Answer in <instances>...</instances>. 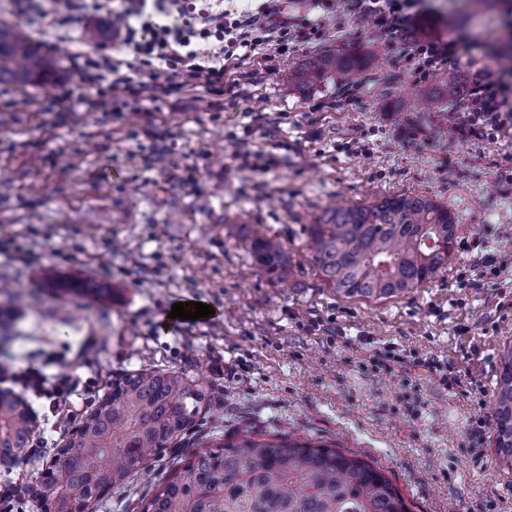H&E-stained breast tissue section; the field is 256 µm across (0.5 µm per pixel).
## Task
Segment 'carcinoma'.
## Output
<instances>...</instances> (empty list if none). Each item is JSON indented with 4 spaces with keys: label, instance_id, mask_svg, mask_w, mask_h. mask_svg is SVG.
I'll use <instances>...</instances> for the list:
<instances>
[{
    "label": "carcinoma",
    "instance_id": "cac0c4a2",
    "mask_svg": "<svg viewBox=\"0 0 512 512\" xmlns=\"http://www.w3.org/2000/svg\"><path fill=\"white\" fill-rule=\"evenodd\" d=\"M364 67L356 52L311 56L288 76L306 91L334 79L349 82ZM51 69L22 35L0 21V83H38ZM259 271L280 283L291 276L288 254L274 236L248 228ZM448 208L421 195L395 194L372 205H337L310 225L313 266L345 297L387 299L435 279L455 251ZM493 392L494 452L512 471V343L502 347ZM210 389L182 371L143 368L112 383L68 432L32 495L42 512H85L94 500L129 486L148 450L182 444L209 409ZM33 419L26 402L0 389V464L29 447ZM143 512H410L385 469L353 453L291 436L246 432L198 444L182 470L163 479Z\"/></svg>",
    "mask_w": 512,
    "mask_h": 512
}]
</instances>
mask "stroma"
Instances as JSON below:
<instances>
[{"instance_id": "35a3bbf8", "label": "stroma", "mask_w": 512, "mask_h": 512, "mask_svg": "<svg viewBox=\"0 0 512 512\" xmlns=\"http://www.w3.org/2000/svg\"><path fill=\"white\" fill-rule=\"evenodd\" d=\"M415 35L472 43L453 66L418 79L364 18L330 22L319 50L366 55L345 89L328 82L304 93L288 72L311 49L272 66L248 60L235 99L216 109L205 93L177 108L116 97L98 112L57 95L79 83L72 59L89 50L84 33L103 17L38 29L14 11L0 20L37 46L55 69L47 85H11L0 106V368L78 388L70 417L46 399L34 448L0 465V487L23 492L15 512H36L27 491L65 432L123 374L145 367L202 379L212 405L182 447L149 452L129 489L93 512H142L146 495L198 442L246 431L292 434L332 444L390 472L412 512H512V473L495 465L492 394L498 352L512 342V131L498 138L448 132L461 101L413 110L409 91L429 94L449 77L471 85L512 45V0H422ZM272 151L269 172L239 168L233 143ZM432 197L457 224L447 269L386 300L349 299L324 285L305 248L310 224L329 206L369 204L395 194ZM283 242L291 287L256 270L245 226ZM193 300L213 316L168 319ZM389 345L435 357L464 390L405 366L374 367Z\"/></svg>"}]
</instances>
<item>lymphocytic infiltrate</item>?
Here are the masks:
<instances>
[{"label": "lymphocytic infiltrate", "mask_w": 512, "mask_h": 512, "mask_svg": "<svg viewBox=\"0 0 512 512\" xmlns=\"http://www.w3.org/2000/svg\"><path fill=\"white\" fill-rule=\"evenodd\" d=\"M321 17L293 15L288 0H262L254 10L225 7L224 0H16L18 14L41 28H63L73 18L104 16L112 22L109 51L76 56L73 67L83 82L99 85L94 108L108 111L115 95L162 94L174 107L202 91L212 99L235 97L230 70L252 52L266 61L288 51L291 43H312L325 35L326 15L357 14L399 47L401 61L419 78L459 55L457 44L407 35L406 23L417 0H311ZM512 62H498L474 81L462 111L453 113L449 131L460 137L496 136L512 124V103L504 95L501 76Z\"/></svg>", "instance_id": "1"}]
</instances>
